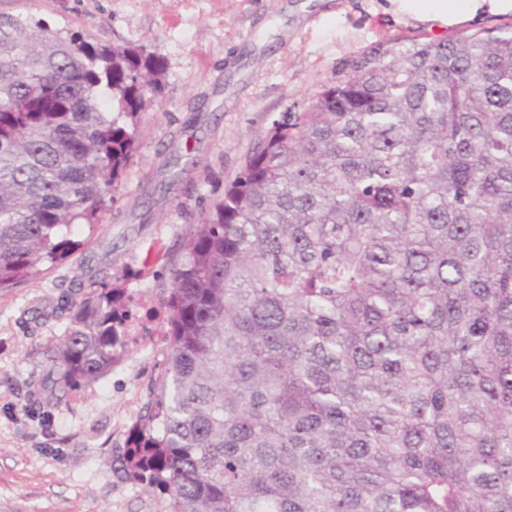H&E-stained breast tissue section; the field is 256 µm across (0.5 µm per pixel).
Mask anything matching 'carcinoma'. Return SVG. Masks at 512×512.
Masks as SVG:
<instances>
[{"label":"carcinoma","mask_w":512,"mask_h":512,"mask_svg":"<svg viewBox=\"0 0 512 512\" xmlns=\"http://www.w3.org/2000/svg\"><path fill=\"white\" fill-rule=\"evenodd\" d=\"M160 58L0 14V288L67 259ZM165 369L126 449L168 512H512V30L397 42L286 112L168 270ZM73 304L53 384L120 360Z\"/></svg>","instance_id":"obj_1"}]
</instances>
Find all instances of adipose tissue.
Returning a JSON list of instances; mask_svg holds the SVG:
<instances>
[{"label":"adipose tissue","instance_id":"obj_1","mask_svg":"<svg viewBox=\"0 0 512 512\" xmlns=\"http://www.w3.org/2000/svg\"><path fill=\"white\" fill-rule=\"evenodd\" d=\"M397 11L452 26L483 11L512 12V0H391Z\"/></svg>","mask_w":512,"mask_h":512}]
</instances>
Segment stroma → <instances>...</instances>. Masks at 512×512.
I'll return each mask as SVG.
<instances>
[{
    "instance_id": "35a3bbf8",
    "label": "stroma",
    "mask_w": 512,
    "mask_h": 512,
    "mask_svg": "<svg viewBox=\"0 0 512 512\" xmlns=\"http://www.w3.org/2000/svg\"><path fill=\"white\" fill-rule=\"evenodd\" d=\"M1 13L143 49L164 71L101 223L75 225L68 260L0 292V512H166L165 496L127 479L124 454L163 369L161 298L181 238L273 121L357 62L397 41L512 25V13L453 27L388 0H0ZM111 285L124 288L129 315L122 359L93 386H53L70 305Z\"/></svg>"
}]
</instances>
